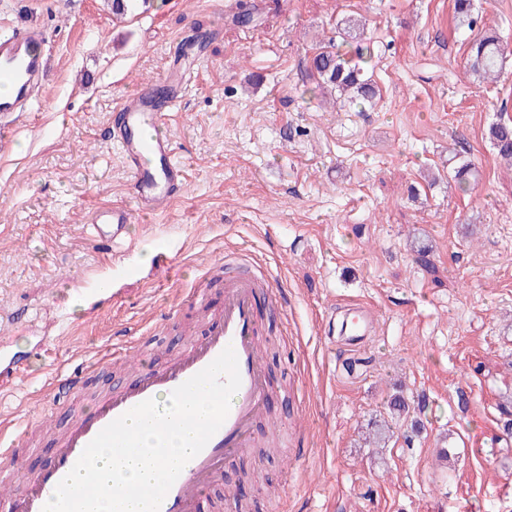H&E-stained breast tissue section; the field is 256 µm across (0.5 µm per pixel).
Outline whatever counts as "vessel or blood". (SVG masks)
I'll use <instances>...</instances> for the list:
<instances>
[{"label":"vessel or blood","mask_w":512,"mask_h":512,"mask_svg":"<svg viewBox=\"0 0 512 512\" xmlns=\"http://www.w3.org/2000/svg\"><path fill=\"white\" fill-rule=\"evenodd\" d=\"M47 34L36 24L0 27V77L8 79L12 92L0 98V147L11 143L18 121L32 111L48 72L44 52ZM186 75L179 62H172L159 81L138 85L126 94L112 116V140L130 175V203H113L93 211L88 222L96 242L109 247L126 240L135 215L167 213L183 195L187 169L176 158V143L170 135V116ZM241 271L224 282V308L205 335L189 340L164 366L142 370L130 385L98 400L87 413L76 414L57 441L53 462L36 472H23V462L13 449L0 448V469L20 472L16 485L0 483V512H43L57 484L70 472L85 447L107 425L141 402L165 401L178 386L213 362L226 347H233L241 384L232 398L229 413L206 446L183 468L159 512H196L204 492L218 481L227 460L255 445V427L267 413L274 392L260 356L257 301L272 282L255 271L250 252L240 251ZM372 318L356 308L342 321L341 331L360 341L372 329ZM24 364L0 335V375L20 378Z\"/></svg>","instance_id":"b4317fda"}]
</instances>
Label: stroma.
<instances>
[{
	"label": "stroma",
	"instance_id": "stroma-1",
	"mask_svg": "<svg viewBox=\"0 0 512 512\" xmlns=\"http://www.w3.org/2000/svg\"><path fill=\"white\" fill-rule=\"evenodd\" d=\"M253 20L236 22L238 8ZM473 27L454 0H151L114 18L105 0H0V23L48 32L41 100L0 150V326L26 376L0 387V443L26 442L47 464L77 408L129 383L120 354L164 365L224 304L225 250L265 261L286 312L257 314L270 379L274 440L227 461L200 512H512V165L488 129L512 121V0H474ZM363 21L358 39L337 25ZM508 41L496 83L468 72L469 41ZM198 50L171 128L188 172L182 200L136 217L129 279L90 239L88 212L127 200L128 175L106 126L123 94L160 76L186 37ZM374 47L379 93L324 103L307 67L316 48ZM478 170L469 192L451 178V149ZM175 248L153 272L156 237ZM430 248V267L415 247ZM107 279L118 293L100 303ZM200 285L203 307L180 303ZM368 309L376 330L355 352L332 344L330 313ZM50 337L49 346L39 344ZM84 372L78 398L50 382ZM427 406L393 425L386 447L365 437L392 394Z\"/></svg>",
	"mask_w": 512,
	"mask_h": 512
}]
</instances>
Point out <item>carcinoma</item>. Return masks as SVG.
<instances>
[{
	"label": "carcinoma",
	"mask_w": 512,
	"mask_h": 512,
	"mask_svg": "<svg viewBox=\"0 0 512 512\" xmlns=\"http://www.w3.org/2000/svg\"><path fill=\"white\" fill-rule=\"evenodd\" d=\"M112 13L123 16L147 6L150 0H110ZM374 57L373 47L367 43H357L353 54L346 56L339 51L323 50L310 61V74L317 78L318 84L330 87L341 96L354 102L374 97L375 89L367 77V65ZM504 61V51L500 37L485 34L471 41L468 67L470 73L483 83L498 80ZM491 143L505 162L512 163V124L499 122L489 129ZM476 168L468 161H461L454 168V181L460 185L470 184L475 177ZM391 415L409 417L410 404L402 394H395L388 403Z\"/></svg>",
	"instance_id": "obj_1"
}]
</instances>
